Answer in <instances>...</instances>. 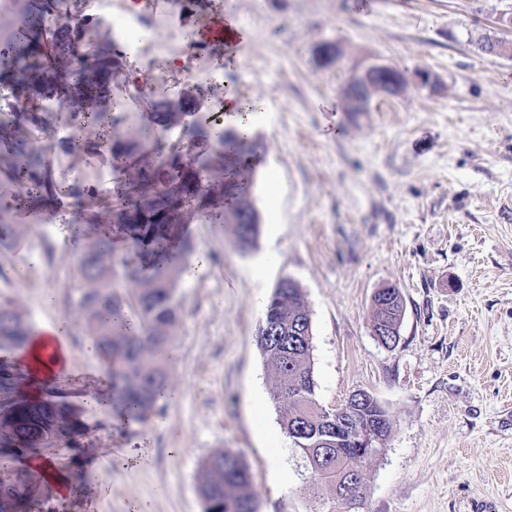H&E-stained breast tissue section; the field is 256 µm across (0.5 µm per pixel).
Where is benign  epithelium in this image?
<instances>
[{
    "label": "benign epithelium",
    "mask_w": 512,
    "mask_h": 512,
    "mask_svg": "<svg viewBox=\"0 0 512 512\" xmlns=\"http://www.w3.org/2000/svg\"><path fill=\"white\" fill-rule=\"evenodd\" d=\"M409 80L403 72L385 62H372L355 74L346 86L347 110L368 112L374 99L395 98L407 91ZM370 393L355 391L340 408L327 410L325 423L336 422V441H344L365 457L383 454L381 448L385 431V417H372L362 406Z\"/></svg>",
    "instance_id": "benign-epithelium-1"
}]
</instances>
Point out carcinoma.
Here are the masks:
<instances>
[{"mask_svg":"<svg viewBox=\"0 0 512 512\" xmlns=\"http://www.w3.org/2000/svg\"><path fill=\"white\" fill-rule=\"evenodd\" d=\"M56 2L41 0L35 14L18 9L21 21L7 45L21 48L0 58V71L11 70L19 74V85H38L41 93L61 100V117L90 119L98 133L84 141V147L102 152L123 172L115 210L101 211L91 204L83 211L84 223L100 228L87 238L76 258L75 271L82 283L76 307L112 376L113 403L124 409L129 420L146 423L173 386L174 335L182 318L177 287L185 267L169 262V250L178 246L187 259L195 253L196 247L182 235L189 211L201 222L220 215L239 248L253 245L260 217L252 179L238 165L258 156L265 146L234 127L199 120L181 101L152 99L150 123L123 128L117 115L120 108L109 96L122 68L119 53L97 37L89 40L83 54L75 53V44L84 41L92 22L61 23L45 35L43 18ZM47 121L48 113L39 111L34 98L11 120L0 121L7 155L16 177L28 187V198L39 203L60 192L79 199L92 196L88 187L59 185L45 154L30 139ZM151 127L180 130L187 150H164L150 137ZM114 232L153 269L149 276H140L130 262L114 257L109 245ZM119 277L130 285L123 294L113 288ZM128 311L134 319H128ZM263 321L279 326L274 333H258V345L274 371L271 398L284 431L308 466L309 488L331 487L339 495L345 491L352 499L343 507L353 506L364 483L365 457L343 443L334 447L322 443L324 409L316 399L312 321L302 288L281 280ZM31 340L32 327L25 314L14 302L1 301L0 349H23ZM20 381L18 374L9 381L0 378V497L12 499L13 512H30L33 483L40 475L17 471L10 463L51 455L56 448H73L81 424L59 393L50 390L31 399L21 393ZM31 430L55 438L56 448L43 450L25 443L22 436ZM197 491L204 512H258L248 469L231 450L216 449L204 459Z\"/></svg>","mask_w":512,"mask_h":512,"instance_id":"1","label":"carcinoma"}]
</instances>
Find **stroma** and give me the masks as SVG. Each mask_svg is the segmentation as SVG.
Listing matches in <instances>:
<instances>
[{"label": "stroma", "mask_w": 512, "mask_h": 512, "mask_svg": "<svg viewBox=\"0 0 512 512\" xmlns=\"http://www.w3.org/2000/svg\"><path fill=\"white\" fill-rule=\"evenodd\" d=\"M241 26L236 46L194 61L211 81L170 70L190 53L198 18L148 0V48L124 57L110 96L126 124L148 118L136 99L141 75L165 77L170 98L196 89L209 107L225 87L251 112L266 146L254 164L256 244L240 251L221 220L189 219L204 253L183 277L175 333V390L144 424H115L88 377L104 372L73 306L82 243L75 223L38 224L0 167V209L20 234L0 248V298L33 325L68 323L70 371L55 388L83 424L81 447L50 458L65 485L41 480L33 512H203L202 460L241 453L259 512H334L335 495L308 492L309 473L271 399L273 374L257 345L267 299L280 280L302 288L311 312L320 404L354 391L374 395L393 430L369 459L358 512H512V55H490L481 38L512 42V0H205ZM340 55L316 63L324 43ZM380 60L435 85L345 109L343 88ZM60 122L36 140L69 185L115 200L123 178L93 155H63ZM28 269L25 279L16 267ZM400 288L405 314L396 346L371 333L375 291Z\"/></svg>", "instance_id": "obj_1"}]
</instances>
